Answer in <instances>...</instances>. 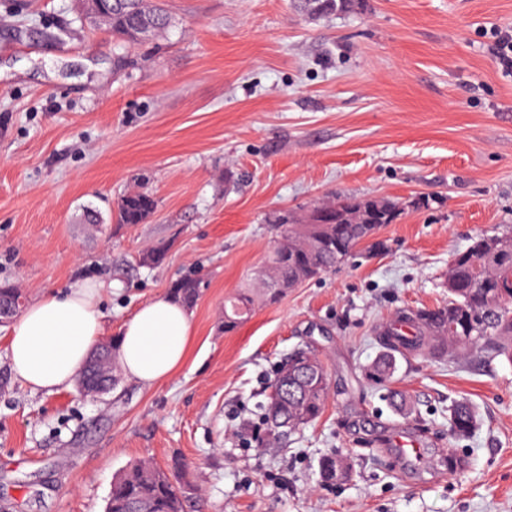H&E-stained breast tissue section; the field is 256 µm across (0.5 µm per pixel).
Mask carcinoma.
<instances>
[{"mask_svg": "<svg viewBox=\"0 0 512 512\" xmlns=\"http://www.w3.org/2000/svg\"><path fill=\"white\" fill-rule=\"evenodd\" d=\"M302 13L312 18L345 15L362 6V0H298ZM170 23L164 10L148 0H121L112 7L109 27L122 44L142 42L140 32L150 27L158 33ZM155 210V200L146 191L121 199L117 221L141 224ZM403 203L372 197L328 202L312 209L304 220L283 212L273 223L282 229L284 242L269 257L265 270L257 273L255 288L280 292L297 286L344 264L352 252L379 253L385 243L379 231L403 214ZM170 293L188 308L200 295V281L186 277L174 282ZM512 300V230L481 235L457 253L448 265V302L433 309L407 315L408 331L393 326L380 333L385 359L372 368V377L384 380L396 369L395 354H444L464 350L483 342L512 361V303L500 305V298ZM253 306L247 292L229 300L232 315L224 316V330L243 320ZM275 395L258 405L257 420L250 425L255 441L282 436V426L295 430L314 421L329 391L325 367L308 346L295 347L279 365L271 385ZM471 409L463 404L451 413V430L468 434L474 427ZM186 466L179 459L167 467L139 461L126 467L114 480L105 512H186L190 485L184 481Z\"/></svg>", "mask_w": 512, "mask_h": 512, "instance_id": "1", "label": "carcinoma"}]
</instances>
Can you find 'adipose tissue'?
I'll return each mask as SVG.
<instances>
[{
  "instance_id": "obj_1",
  "label": "adipose tissue",
  "mask_w": 512,
  "mask_h": 512,
  "mask_svg": "<svg viewBox=\"0 0 512 512\" xmlns=\"http://www.w3.org/2000/svg\"><path fill=\"white\" fill-rule=\"evenodd\" d=\"M103 296V284L81 281L41 292L28 304L8 336L9 371L22 388L52 394L73 385L106 333ZM191 335L188 309L160 295L123 325L114 356L128 380L151 387L180 369Z\"/></svg>"
}]
</instances>
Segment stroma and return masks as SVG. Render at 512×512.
Listing matches in <instances>:
<instances>
[{"label": "stroma", "instance_id": "35a3bbf8", "mask_svg": "<svg viewBox=\"0 0 512 512\" xmlns=\"http://www.w3.org/2000/svg\"><path fill=\"white\" fill-rule=\"evenodd\" d=\"M166 4L165 32L119 46L79 0H0V281L29 300L110 285L115 336L174 280H201L189 357L148 389L119 372L94 398L30 394L0 326V512H105L127 465L175 457L190 512H512L511 361L478 344L369 377L380 328L447 302L453 255L512 226V73L487 49L512 31V0H363L315 19L294 0ZM142 189L155 212L116 223ZM362 197L405 205L384 252L256 300L225 331L227 299L279 243L273 213ZM160 242L165 260L141 263ZM299 344L327 368L325 408L257 445L247 422ZM460 401L475 413L463 437L448 427ZM401 433L424 461L395 452ZM336 456L347 473L325 482Z\"/></svg>", "mask_w": 512, "mask_h": 512}]
</instances>
